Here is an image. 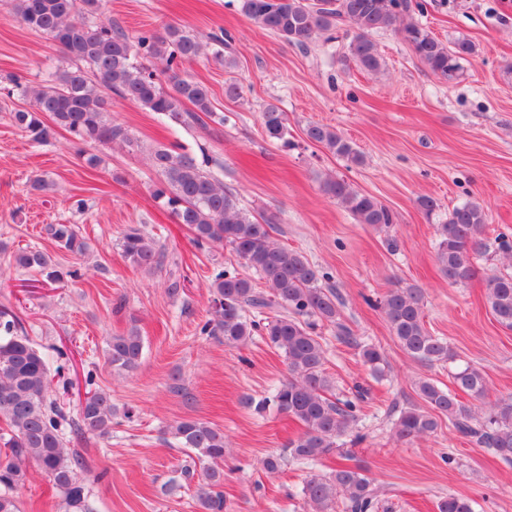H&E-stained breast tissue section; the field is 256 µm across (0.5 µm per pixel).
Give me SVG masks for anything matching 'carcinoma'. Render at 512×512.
<instances>
[{
  "instance_id": "carcinoma-1",
  "label": "carcinoma",
  "mask_w": 512,
  "mask_h": 512,
  "mask_svg": "<svg viewBox=\"0 0 512 512\" xmlns=\"http://www.w3.org/2000/svg\"><path fill=\"white\" fill-rule=\"evenodd\" d=\"M243 14L258 27L278 35L303 50L346 25L347 58L365 72L377 74L385 60L372 35L390 30L402 37L414 56L437 78L453 81L462 62L476 54L467 38L445 43L414 18L424 14V4L412 0H240ZM16 16L29 29L47 35L60 48L69 65L51 73L44 83L31 85L12 79V91L29 107L11 113L16 127L38 145L54 138L57 130L68 132L78 145L137 144L129 131L108 116L104 92L138 103L150 112L184 126L202 125L217 117L209 88L187 74L183 63L206 54L227 62L224 49L232 37H210L205 42L185 29L168 25L163 32L145 31L131 37L119 25L101 19L102 0H14ZM266 137L288 143V118L274 104L261 113ZM306 136L330 152L359 165L363 154L330 125L312 123ZM160 179L153 198L168 208L176 223L187 225L199 248L224 245L244 267L258 275L261 289L234 269L218 271L211 283L209 317L198 325L210 336L235 348L260 336L280 352L288 378L270 398H247L245 407L256 413L274 409L301 426L284 452L261 461L267 473L281 470L288 460L315 462L336 450V440L352 429L365 398L355 389L351 398L332 394L326 373L325 350L315 333L316 322L337 327L340 338L360 347L365 366L374 375L383 373L384 357L373 345H359L350 330L338 321L340 297L325 283L320 272L300 252L272 241L274 219L257 218L243 208L224 182L206 170L212 158L178 151V146H158L150 154ZM322 192L351 212L358 223L381 229L395 223L393 212L374 197L363 194L343 178L326 176ZM486 212L478 201H468L448 211L439 224L437 262L452 284H467L478 274L474 259L490 249L485 237ZM44 231L60 247L84 255L88 244L73 224H48ZM123 257L149 273L162 270L166 249L140 224H129L119 239ZM13 264L32 270L55 284L63 278L81 280L85 273L74 268L55 269L52 258L40 249L20 250ZM485 301L496 321L512 330V275L486 277ZM392 335L412 360L426 364L455 362L448 341L434 336L424 322V296L409 285L389 289L375 303ZM143 355V340L136 326L107 339V360L113 371L129 374ZM421 405L399 410L395 422L398 439L414 441L437 433L441 418L448 419L464 438L491 448L512 463V399L488 400L485 373L471 364L457 365L450 386L441 388L429 378L416 383ZM52 379L48 362L31 342L23 322L0 310V420L7 423L9 438L0 451V512H20L15 492L25 485L27 466L33 463L41 475L62 494L68 512H90L89 492L79 479L85 468L83 455L70 447L85 434L107 437L117 409L112 396L88 391L73 417L51 398ZM481 403L471 406L461 395ZM68 425L70 438L62 426ZM168 433L179 448L200 465L196 472L182 470L184 480H198L196 498L200 512H224V432L201 419H183ZM311 512H389L372 487L364 469L340 464L328 474H312L302 488ZM438 512H474L472 502L455 494L440 499Z\"/></svg>"
}]
</instances>
